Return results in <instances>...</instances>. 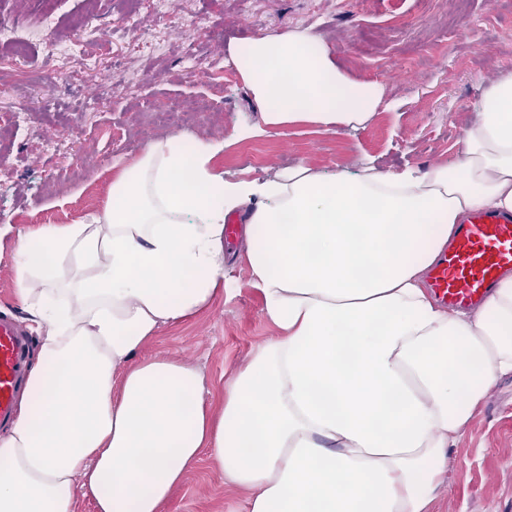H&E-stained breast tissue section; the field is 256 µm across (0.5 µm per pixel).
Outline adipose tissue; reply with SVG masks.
<instances>
[{"label":"adipose tissue","mask_w":512,"mask_h":512,"mask_svg":"<svg viewBox=\"0 0 512 512\" xmlns=\"http://www.w3.org/2000/svg\"><path fill=\"white\" fill-rule=\"evenodd\" d=\"M260 117L224 138L148 143L88 222L18 236V300L42 339L0 435V512H164L202 455L243 512H430L448 450L512 375V273L477 310L426 275L469 213H512V74L472 103L454 164L266 180L213 159L275 130L364 129L378 80L347 76L303 29L230 43ZM242 254L278 333L224 378L138 353L228 282L224 217L249 201Z\"/></svg>","instance_id":"adipose-tissue-1"}]
</instances>
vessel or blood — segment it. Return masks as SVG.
<instances>
[{
	"label": "vessel or blood",
	"instance_id": "1",
	"mask_svg": "<svg viewBox=\"0 0 512 512\" xmlns=\"http://www.w3.org/2000/svg\"><path fill=\"white\" fill-rule=\"evenodd\" d=\"M507 270H512V215L480 211L458 226L452 244L430 271V285L447 305L470 308L492 292ZM31 349L24 323L0 315V427L16 416Z\"/></svg>",
	"mask_w": 512,
	"mask_h": 512
}]
</instances>
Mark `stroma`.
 Segmentation results:
<instances>
[{"mask_svg": "<svg viewBox=\"0 0 512 512\" xmlns=\"http://www.w3.org/2000/svg\"><path fill=\"white\" fill-rule=\"evenodd\" d=\"M127 0H59L44 20L37 0H0V21L56 32L63 45L47 59L41 41L25 56H0V312L23 316L17 300V235L43 224H72L100 210L117 174L115 158H134L173 134L223 137L234 122L259 112L233 66L234 40L309 28L333 48L350 76L385 83L386 108L365 130L288 129L244 141L214 159L225 176L267 179L303 162L316 171L353 168L359 153L380 169L453 162L470 108L485 87L512 73V0H170L174 26H154L152 0L128 16ZM107 24L108 41H85L95 73L68 84L75 69L67 41L88 22ZM201 44L213 75L188 76V46ZM193 108L154 123L149 108L170 101ZM225 249L229 288L191 319L161 326L143 355L162 354L198 366L208 398L219 402L224 374L244 363L276 328L262 313L260 292L238 254ZM240 494L201 460L172 494L165 512H239ZM436 512H512V377L500 378L448 450Z\"/></svg>", "mask_w": 512, "mask_h": 512, "instance_id": "stroma-1", "label": "stroma"}]
</instances>
